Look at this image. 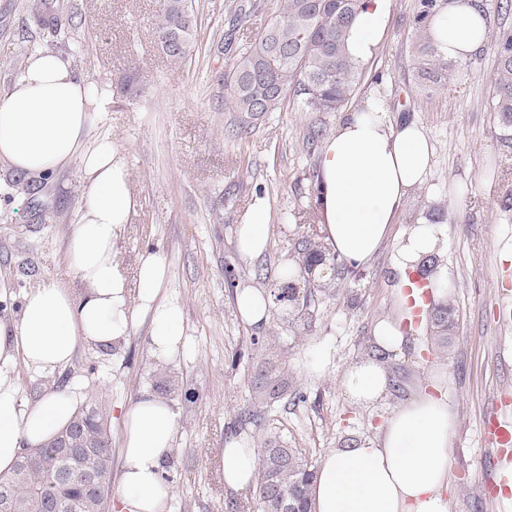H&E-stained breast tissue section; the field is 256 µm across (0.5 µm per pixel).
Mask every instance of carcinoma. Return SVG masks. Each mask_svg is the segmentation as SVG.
<instances>
[{"label":"carcinoma","instance_id":"carcinoma-1","mask_svg":"<svg viewBox=\"0 0 512 512\" xmlns=\"http://www.w3.org/2000/svg\"><path fill=\"white\" fill-rule=\"evenodd\" d=\"M444 0H420L414 59L418 82L426 90L445 89L459 63L438 48L426 19ZM363 8V0H281L276 20L255 41L241 50L224 74L227 103L235 112L258 120L283 110L287 97L301 98L306 112H337L350 99L359 79L360 65L347 54L349 27ZM37 23L59 35L69 21L46 15L31 6ZM154 29L163 53L180 63L195 39L192 0H159ZM503 140L512 142V38L500 45L492 104ZM298 286L292 281L270 290L271 302L288 311V323L297 334L314 327L315 302L327 294L321 285L323 270L331 278L349 272L326 251L316 227L296 247ZM453 308L440 305L430 316L429 340L448 346ZM249 398L238 414L242 427L264 434L258 449L256 493L260 512H312L310 486L316 478L313 464L302 449L290 448L281 438L266 433L274 408L288 399L292 382L288 368L261 357L248 373ZM32 461L0 476L9 487V512H110L112 509V430L105 406L93 401L77 412L69 427L48 444L28 448Z\"/></svg>","mask_w":512,"mask_h":512}]
</instances>
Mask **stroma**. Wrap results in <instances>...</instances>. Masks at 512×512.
<instances>
[{
  "instance_id": "1",
  "label": "stroma",
  "mask_w": 512,
  "mask_h": 512,
  "mask_svg": "<svg viewBox=\"0 0 512 512\" xmlns=\"http://www.w3.org/2000/svg\"><path fill=\"white\" fill-rule=\"evenodd\" d=\"M157 3L43 0L46 12L75 15L74 28L56 37L35 26L28 0H0V86L17 74V55L36 47L67 57L104 91L107 112L93 114L90 134L111 136L128 148L140 204L117 243L123 271L134 278L140 253L162 252L169 265L167 293L179 304L185 328L184 350L167 362L151 356L144 323L111 354L83 344L55 372L16 366L11 376L22 400L32 405L56 390L76 388L86 400L105 403L115 418L142 392L172 380L176 390L169 399L179 427L165 464L174 487L167 512H224L221 449L243 437L262 442L258 432L236 423L249 396L247 368L258 355L251 337H275L276 353L305 393V401L278 408L274 427L315 464L345 439L374 438L403 400L442 372L457 417L445 493L449 512H503L484 487L493 451L481 438L486 412L497 407L512 415V317L502 313L498 288L512 277V147L501 141L489 106L497 67L493 47L469 59L447 89L421 91L412 53L420 0H390L385 35L363 64L347 106L359 107L370 85L383 80L396 119L425 129L433 163L390 238L369 263L318 299L314 328L299 339L277 315L260 327L242 322L224 268L233 267L238 286L267 289L271 282L258 278V268L276 271L292 260L294 244L307 230L304 215L316 206L312 173L320 150L308 146L306 135L315 124L333 133L341 115L303 111L292 98L283 111L240 133L244 117L225 103L224 75L234 56L277 17L280 0H261L245 27L235 21L239 0H193L197 41L178 65L158 45ZM134 67L142 86L131 98L121 92L119 79ZM15 179L0 161V321L8 323L18 321L31 288L72 279L63 255L85 199L75 163L31 179L22 192L14 191ZM259 200L270 210V242L262 256L250 259L237 248L236 228ZM434 206L448 214L436 258L454 308L450 342L447 349H431L424 334H410L403 353L386 363L387 394L369 406L356 404L339 377L373 355L378 321L402 316L396 292L403 275L395 267L400 238Z\"/></svg>"
}]
</instances>
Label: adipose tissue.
<instances>
[{"label": "adipose tissue", "mask_w": 512, "mask_h": 512, "mask_svg": "<svg viewBox=\"0 0 512 512\" xmlns=\"http://www.w3.org/2000/svg\"><path fill=\"white\" fill-rule=\"evenodd\" d=\"M388 4L366 0L349 28L346 49L355 62L374 56L387 28ZM427 25L451 61L473 58L490 40L481 0H446ZM105 109L104 94L49 50L29 56L0 92V160L34 178L75 162L86 186L81 220L64 255L76 286L39 284L25 296L18 323L0 322V475L12 471L21 449L43 444L67 426L83 401L80 393L66 391L26 405L8 367L19 363L35 373L63 368L79 344L111 347L144 321L157 358H174L184 346L180 309L165 293L166 257L144 252L133 287L119 270L116 245L139 200L126 148L108 136L87 140L91 113ZM391 113L387 96L372 88L364 108L347 113L321 147L327 240L351 265L373 258L431 165L433 148L424 129L413 121L395 123ZM269 222L266 205L255 204L237 229L243 255L265 252ZM443 235L438 224L411 226L398 250L400 267L434 253ZM444 383V375L434 376L431 391L398 405L374 439L325 454L311 489L316 512H448L443 490L457 423L441 393ZM341 384L355 403H375L387 391L384 361L369 357L351 364ZM120 431L122 470L114 512H167L173 488L163 478V465L178 431L170 401L143 393L122 410ZM257 464L254 448L231 441L222 451L225 488L246 491Z\"/></svg>", "instance_id": "obj_1"}]
</instances>
